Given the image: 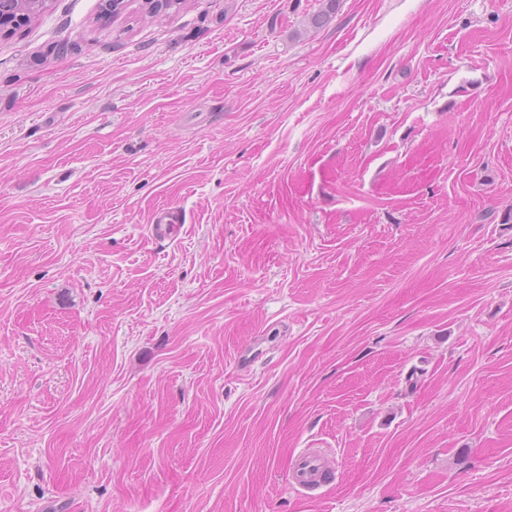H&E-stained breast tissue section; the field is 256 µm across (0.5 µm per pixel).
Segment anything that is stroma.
<instances>
[{
	"mask_svg": "<svg viewBox=\"0 0 512 512\" xmlns=\"http://www.w3.org/2000/svg\"><path fill=\"white\" fill-rule=\"evenodd\" d=\"M140 3L0 40V512H512V0ZM188 0H143L141 13L150 18L160 19L180 12ZM177 213L171 210H159L152 218L153 232L160 238H175L181 229L178 224ZM326 465L318 451L305 449L296 459L292 470L291 480L300 487L314 486L325 483Z\"/></svg>",
	"mask_w": 512,
	"mask_h": 512,
	"instance_id": "stroma-1",
	"label": "stroma"
}]
</instances>
